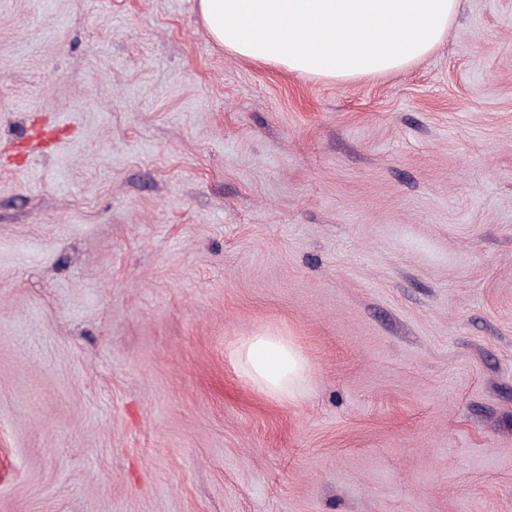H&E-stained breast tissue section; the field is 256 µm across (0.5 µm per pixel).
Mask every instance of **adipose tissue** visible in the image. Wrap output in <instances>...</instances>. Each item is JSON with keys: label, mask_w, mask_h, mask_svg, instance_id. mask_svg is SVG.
Returning a JSON list of instances; mask_svg holds the SVG:
<instances>
[{"label": "adipose tissue", "mask_w": 512, "mask_h": 512, "mask_svg": "<svg viewBox=\"0 0 512 512\" xmlns=\"http://www.w3.org/2000/svg\"><path fill=\"white\" fill-rule=\"evenodd\" d=\"M459 0H198L211 37L242 58L340 81L397 71L446 37ZM240 372L277 399L298 396L309 365L282 336H251Z\"/></svg>", "instance_id": "1"}]
</instances>
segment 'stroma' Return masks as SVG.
I'll use <instances>...</instances> for the list:
<instances>
[{
  "label": "stroma",
  "instance_id": "stroma-1",
  "mask_svg": "<svg viewBox=\"0 0 512 512\" xmlns=\"http://www.w3.org/2000/svg\"><path fill=\"white\" fill-rule=\"evenodd\" d=\"M0 512H512V0L351 81L0 0ZM234 362L253 385L277 399L298 396L309 371L302 353L282 336H249L235 351Z\"/></svg>",
  "mask_w": 512,
  "mask_h": 512
}]
</instances>
